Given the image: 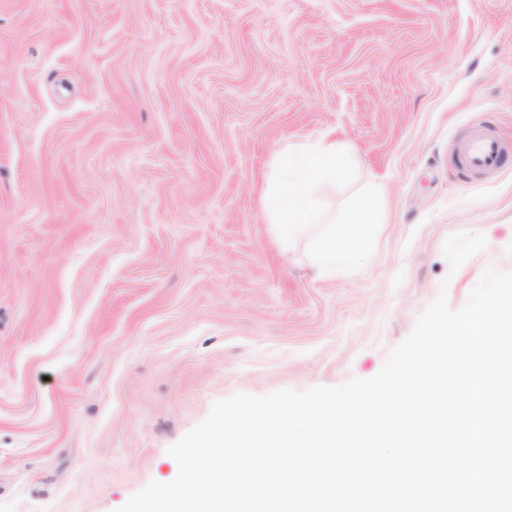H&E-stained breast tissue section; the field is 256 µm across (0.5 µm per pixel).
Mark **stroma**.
Returning <instances> with one entry per match:
<instances>
[{
	"label": "stroma",
	"instance_id": "obj_1",
	"mask_svg": "<svg viewBox=\"0 0 512 512\" xmlns=\"http://www.w3.org/2000/svg\"><path fill=\"white\" fill-rule=\"evenodd\" d=\"M512 0H0V512H115L214 402L378 373L446 293L512 272ZM350 146L373 254L314 277L264 177ZM484 250L450 272L446 238ZM512 143L498 131L485 127H472L459 141L457 164L472 173L498 171L511 153Z\"/></svg>",
	"mask_w": 512,
	"mask_h": 512
}]
</instances>
